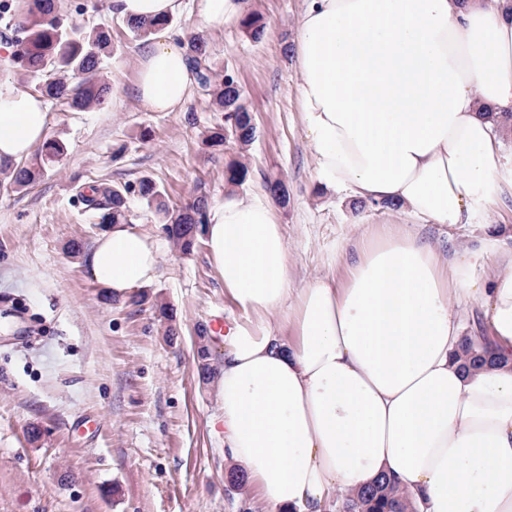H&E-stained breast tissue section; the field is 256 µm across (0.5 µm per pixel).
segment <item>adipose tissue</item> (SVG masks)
<instances>
[{
  "instance_id": "adipose-tissue-1",
  "label": "adipose tissue",
  "mask_w": 512,
  "mask_h": 512,
  "mask_svg": "<svg viewBox=\"0 0 512 512\" xmlns=\"http://www.w3.org/2000/svg\"><path fill=\"white\" fill-rule=\"evenodd\" d=\"M247 0H112L136 21L192 10L206 32L241 22ZM299 108L320 184L391 202L432 224L486 214L512 178L489 111L512 101L506 0H305L298 19ZM133 96L179 112L194 78L182 37L157 26L135 60ZM48 109L0 83V161L47 138ZM203 233L229 323L213 379L224 449L267 512H329L380 475L415 512H512V249L497 233L445 261L386 224L362 238L343 280L291 285L270 198L227 189ZM155 239L105 228L92 278L124 297L148 285ZM476 301L494 364L468 370L454 303ZM280 312L282 335L268 320Z\"/></svg>"
}]
</instances>
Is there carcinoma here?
<instances>
[{
    "label": "carcinoma",
    "mask_w": 512,
    "mask_h": 512,
    "mask_svg": "<svg viewBox=\"0 0 512 512\" xmlns=\"http://www.w3.org/2000/svg\"><path fill=\"white\" fill-rule=\"evenodd\" d=\"M0 19L13 33L15 50L11 64L21 68L29 77L38 80L37 91L46 98L60 102L75 112L101 108L111 94V85L100 71L101 59L109 52L111 37L107 30L93 27L89 30L69 29L57 12L55 0H31L25 12L11 10L8 3H0ZM242 28L251 40L260 41L267 28L263 17L250 13ZM187 60L195 72L198 84L208 96L211 106L224 113V124L213 126L203 134V144L210 153L223 151L224 144L234 140L241 149H247L255 140L257 126L253 113L244 102L235 71L218 69L211 60L209 40L204 34L193 35L188 43ZM65 152V144L57 139L47 141L30 160L0 163V175L9 178V185L22 190L36 182L45 164L58 160ZM248 164L232 159L224 166V181L239 186L248 177ZM137 197L158 217L173 246L182 253L193 250L199 226L206 223L209 195L205 188L180 206H171L164 191L150 178L135 184L118 186H90L80 193L85 210L91 212L98 224H127L128 198ZM487 337H465L461 348L464 367L477 368L488 363ZM197 369L205 381L215 374L210 362L207 331H198ZM346 512H408V500L391 479L385 475L355 499L342 503Z\"/></svg>",
    "instance_id": "cac0c4a2"
}]
</instances>
